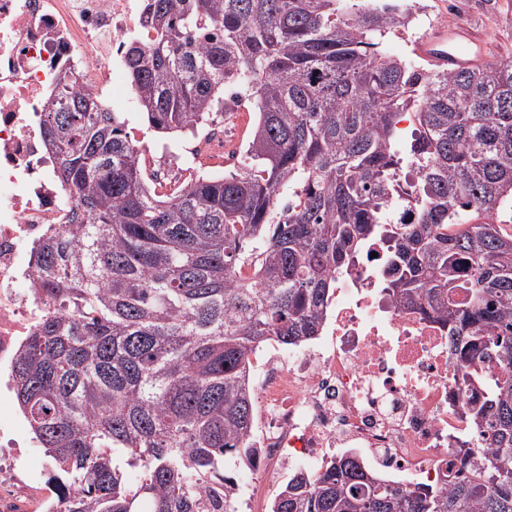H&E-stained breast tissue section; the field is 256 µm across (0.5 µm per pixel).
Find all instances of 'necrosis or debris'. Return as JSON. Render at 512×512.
<instances>
[{
	"mask_svg": "<svg viewBox=\"0 0 512 512\" xmlns=\"http://www.w3.org/2000/svg\"><path fill=\"white\" fill-rule=\"evenodd\" d=\"M139 15L136 0H0V366L10 367L46 310L29 256L71 214L38 114L69 70L111 106L102 92L112 87V49ZM368 249L372 258L336 276L324 339L259 368L267 479L352 452L398 483L440 484L465 476V449L483 444L468 406L483 401L484 384L462 389L449 327L388 296L387 247L375 239Z\"/></svg>",
	"mask_w": 512,
	"mask_h": 512,
	"instance_id": "1",
	"label": "necrosis or debris"
}]
</instances>
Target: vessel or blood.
<instances>
[{
  "mask_svg": "<svg viewBox=\"0 0 512 512\" xmlns=\"http://www.w3.org/2000/svg\"><path fill=\"white\" fill-rule=\"evenodd\" d=\"M485 46L481 34L468 24L458 22L434 26L417 43L415 52L436 68L453 69L468 62L471 54L483 53Z\"/></svg>",
  "mask_w": 512,
  "mask_h": 512,
  "instance_id": "1",
  "label": "vessel or blood"
}]
</instances>
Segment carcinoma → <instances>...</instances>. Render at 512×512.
<instances>
[{"mask_svg":"<svg viewBox=\"0 0 512 512\" xmlns=\"http://www.w3.org/2000/svg\"><path fill=\"white\" fill-rule=\"evenodd\" d=\"M405 22L395 0H141L120 52L150 128L224 120L226 87L254 110L244 167L169 189L120 113L59 78L39 127L73 209L34 248L49 310L11 377L65 512H206L215 490L236 512L225 463L260 460L252 357L316 338L374 238L389 296L451 325L463 384L512 365V56L415 69L380 49ZM486 391L471 475L403 487L345 455L270 512H512V376Z\"/></svg>","mask_w":512,"mask_h":512,"instance_id":"cac0c4a2","label":"carcinoma"}]
</instances>
